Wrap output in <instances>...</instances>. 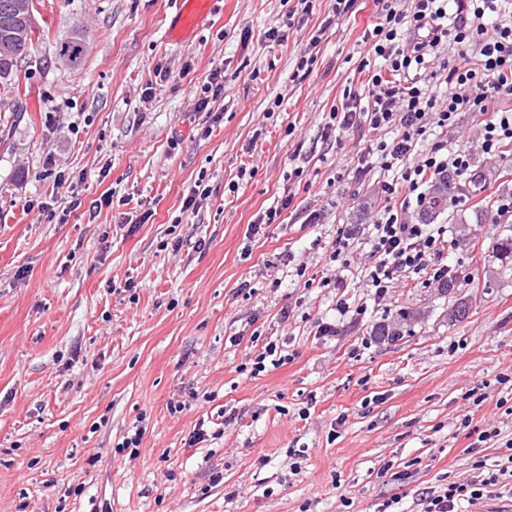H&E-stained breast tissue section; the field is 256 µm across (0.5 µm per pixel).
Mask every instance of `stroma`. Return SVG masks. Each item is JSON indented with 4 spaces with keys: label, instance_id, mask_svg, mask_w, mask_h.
Segmentation results:
<instances>
[{
    "label": "stroma",
    "instance_id": "stroma-1",
    "mask_svg": "<svg viewBox=\"0 0 512 512\" xmlns=\"http://www.w3.org/2000/svg\"><path fill=\"white\" fill-rule=\"evenodd\" d=\"M310 5L292 26L298 0H223L176 44L174 0H38L44 37L18 65L23 93L0 92V512H377L392 497L422 512L423 492L472 476L476 456L494 463L512 439V261L497 249L512 235L497 212L512 151L483 155L467 112L420 142L468 150L476 174L433 218L447 229L450 292L423 274L397 276L378 303L359 279L325 287L339 225L371 223L394 174L354 179L375 133L324 130L344 89L365 82L361 64L382 65L362 42L377 0H353L300 75L332 2ZM274 27L286 40L267 39ZM78 31L74 68L56 46ZM217 69L224 94L198 110ZM248 164L254 175L239 178ZM49 167L84 174V202L107 192L112 205L58 221L71 188ZM198 186L205 199L184 210ZM285 197L280 222L248 237ZM315 210L320 224L307 225ZM340 294L366 304L363 320L339 319ZM460 300L470 314L449 322ZM401 309L421 313L410 333L372 339ZM326 322L335 335H319ZM253 335L278 339L289 361L239 372ZM223 410L234 421L187 447ZM136 424L140 455L116 454ZM488 428L498 441L469 452V433Z\"/></svg>",
    "mask_w": 512,
    "mask_h": 512
}]
</instances>
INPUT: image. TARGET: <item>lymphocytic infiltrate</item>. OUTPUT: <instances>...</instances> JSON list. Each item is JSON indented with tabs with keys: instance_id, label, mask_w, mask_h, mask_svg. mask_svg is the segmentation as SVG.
Returning <instances> with one entry per match:
<instances>
[{
	"instance_id": "obj_1",
	"label": "lymphocytic infiltrate",
	"mask_w": 512,
	"mask_h": 512,
	"mask_svg": "<svg viewBox=\"0 0 512 512\" xmlns=\"http://www.w3.org/2000/svg\"><path fill=\"white\" fill-rule=\"evenodd\" d=\"M407 23L413 28L409 36L403 33ZM363 42L386 69L369 72L362 91L345 90L326 127L340 132L365 126L383 133V140L369 144L356 176L365 175L373 161L388 170L400 168L401 173L397 180L381 183L387 204L369 230L341 225L330 259L337 264L334 287L359 278L379 302L388 295L395 275L423 272L439 284L454 277L444 260L446 227L413 223L397 203L413 200L425 206L426 186L451 174H468L471 158L437 144L421 151V136L433 125H456L460 114L468 112L483 119V154L498 155L512 146V0H411L407 16L386 4L372 29L365 31ZM451 47L459 61L448 70V93L441 98L430 88L428 71ZM361 240L370 261L355 268L348 255ZM250 342L240 372L255 377L268 366L287 363L279 342L255 336ZM474 468L472 479L430 491L423 512H459L461 503L477 504L496 490L512 495V453L492 466L476 460Z\"/></svg>"
}]
</instances>
